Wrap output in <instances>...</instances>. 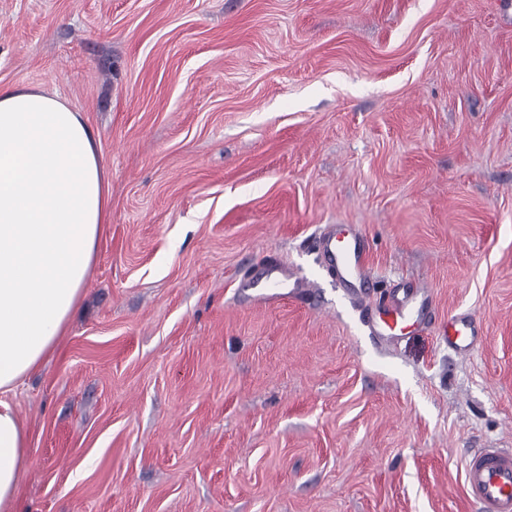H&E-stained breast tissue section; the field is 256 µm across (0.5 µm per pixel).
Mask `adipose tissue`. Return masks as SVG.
I'll return each instance as SVG.
<instances>
[{
  "instance_id": "1",
  "label": "adipose tissue",
  "mask_w": 512,
  "mask_h": 512,
  "mask_svg": "<svg viewBox=\"0 0 512 512\" xmlns=\"http://www.w3.org/2000/svg\"><path fill=\"white\" fill-rule=\"evenodd\" d=\"M109 203L80 112L34 87L0 88V512H16L29 453L8 396L64 333Z\"/></svg>"
}]
</instances>
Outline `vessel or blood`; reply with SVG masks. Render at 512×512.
Returning a JSON list of instances; mask_svg holds the SVG:
<instances>
[{"instance_id": "1", "label": "vessel or blood", "mask_w": 512, "mask_h": 512, "mask_svg": "<svg viewBox=\"0 0 512 512\" xmlns=\"http://www.w3.org/2000/svg\"><path fill=\"white\" fill-rule=\"evenodd\" d=\"M319 249L327 269L336 276L340 287L348 294H357L370 274L369 251L364 238L345 233L331 226L319 239ZM288 270L280 262L267 264L260 277L246 280L248 288L257 290L260 301L279 297L288 285ZM428 295L417 285L403 296L387 300L378 320L369 321L371 334L390 336L399 323L414 319L424 323L423 307ZM450 344L466 349L476 339L475 321L469 316L451 318ZM467 495L476 512H512V448H479L468 456L464 467Z\"/></svg>"}]
</instances>
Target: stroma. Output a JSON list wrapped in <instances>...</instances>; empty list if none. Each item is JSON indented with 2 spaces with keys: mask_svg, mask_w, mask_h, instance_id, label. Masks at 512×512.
<instances>
[{
  "mask_svg": "<svg viewBox=\"0 0 512 512\" xmlns=\"http://www.w3.org/2000/svg\"><path fill=\"white\" fill-rule=\"evenodd\" d=\"M22 86L82 113L110 212L10 396L17 512H476L466 452L512 448L503 0H0ZM332 225L368 239L370 295L324 266ZM272 258L299 285L261 303ZM412 279L431 324L380 340L363 310ZM448 325L452 329V333H448V343L460 349H468L474 344L477 331L472 317H452Z\"/></svg>",
  "mask_w": 512,
  "mask_h": 512,
  "instance_id": "stroma-1",
  "label": "stroma"
}]
</instances>
